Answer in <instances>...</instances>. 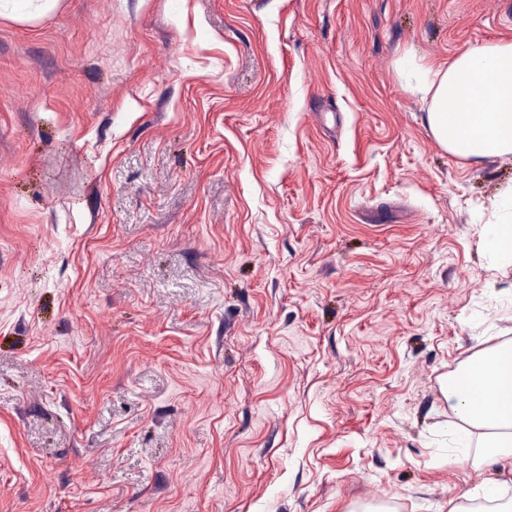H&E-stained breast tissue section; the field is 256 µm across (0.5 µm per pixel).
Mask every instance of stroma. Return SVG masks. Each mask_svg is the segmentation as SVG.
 <instances>
[{
    "label": "stroma",
    "mask_w": 512,
    "mask_h": 512,
    "mask_svg": "<svg viewBox=\"0 0 512 512\" xmlns=\"http://www.w3.org/2000/svg\"><path fill=\"white\" fill-rule=\"evenodd\" d=\"M512 0H61L0 17V512H473L440 382L512 341V156L396 72ZM60 0H1L0 17L23 23H36L55 11ZM492 217L494 222L487 224L482 232V246L496 265L512 258V187L498 197L493 205Z\"/></svg>",
    "instance_id": "1"
}]
</instances>
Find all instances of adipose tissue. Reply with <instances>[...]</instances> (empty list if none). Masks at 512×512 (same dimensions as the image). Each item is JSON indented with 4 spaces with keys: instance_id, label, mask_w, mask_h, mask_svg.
<instances>
[{
    "instance_id": "1",
    "label": "adipose tissue",
    "mask_w": 512,
    "mask_h": 512,
    "mask_svg": "<svg viewBox=\"0 0 512 512\" xmlns=\"http://www.w3.org/2000/svg\"><path fill=\"white\" fill-rule=\"evenodd\" d=\"M401 78L427 103V124L449 153L479 162L512 155V40L487 42L456 54L447 64L398 62ZM482 246L493 263L512 259V189L493 205ZM442 393L461 423L477 429L462 447H477L478 463L512 464V343L491 346L447 376Z\"/></svg>"
}]
</instances>
